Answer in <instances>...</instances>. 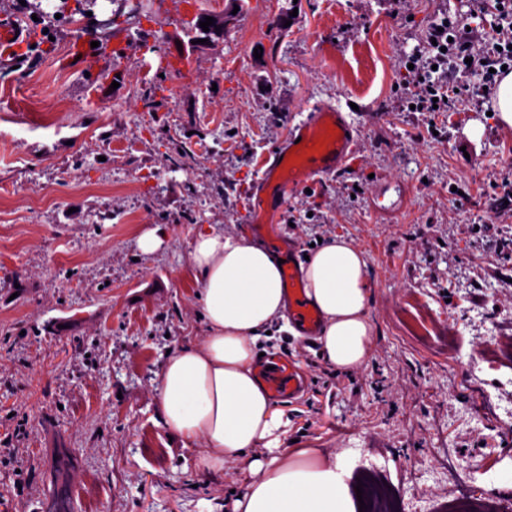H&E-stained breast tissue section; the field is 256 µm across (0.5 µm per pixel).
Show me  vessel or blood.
Masks as SVG:
<instances>
[{
    "label": "vessel or blood",
    "mask_w": 512,
    "mask_h": 512,
    "mask_svg": "<svg viewBox=\"0 0 512 512\" xmlns=\"http://www.w3.org/2000/svg\"><path fill=\"white\" fill-rule=\"evenodd\" d=\"M27 41L11 17L0 14V63L25 51ZM74 57L84 63H94L101 70L115 72L124 53L120 41L101 47L88 41H74ZM358 130L339 108L322 105L310 112L272 153L262 178L251 191V215L248 230L265 236L270 212L282 209L289 194L304 186L312 176L328 175L344 169L357 144ZM285 281L288 294V319L298 324L300 332L314 338L320 329V319L304 296L300 270L301 251L289 245L284 252ZM255 373L260 383L277 401L297 397L303 387V377L296 363L284 354H270L257 359Z\"/></svg>",
    "instance_id": "1"
}]
</instances>
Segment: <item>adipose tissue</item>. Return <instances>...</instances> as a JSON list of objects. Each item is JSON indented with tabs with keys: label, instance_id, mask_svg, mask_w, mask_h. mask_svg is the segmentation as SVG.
I'll return each mask as SVG.
<instances>
[{
	"label": "adipose tissue",
	"instance_id": "1",
	"mask_svg": "<svg viewBox=\"0 0 512 512\" xmlns=\"http://www.w3.org/2000/svg\"><path fill=\"white\" fill-rule=\"evenodd\" d=\"M279 255L263 242L199 228L189 243L188 284L205 337L174 349L157 374L162 421L202 439L197 464L220 474L237 463L245 486L232 512H357L348 466L323 448H284L288 421L254 372L261 336L288 306ZM307 301L322 322L325 361L351 371L371 355L372 288L365 251L353 239L321 243L303 267Z\"/></svg>",
	"mask_w": 512,
	"mask_h": 512
}]
</instances>
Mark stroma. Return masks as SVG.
I'll return each mask as SVG.
<instances>
[{"instance_id": "stroma-1", "label": "stroma", "mask_w": 512, "mask_h": 512, "mask_svg": "<svg viewBox=\"0 0 512 512\" xmlns=\"http://www.w3.org/2000/svg\"><path fill=\"white\" fill-rule=\"evenodd\" d=\"M78 2L66 19L60 0H0L51 35L0 65V512H43L62 449L70 512H227L238 466L199 470L198 443L160 423L155 374L205 333L185 281L195 230L242 234L263 158L317 105L348 112L358 148L273 221L303 254L337 234L367 253L374 333L350 373L281 327L261 338L303 373L288 439L336 454L351 484L376 470L407 512L512 492V127L474 75L453 76L468 90L448 111H411L404 63L441 17L485 36L488 20L469 0H246L204 37L199 15L229 0ZM83 31L125 42L117 81L73 66ZM173 52L185 67L162 70ZM180 145L194 165L174 164ZM431 322L455 325L451 344Z\"/></svg>"}]
</instances>
